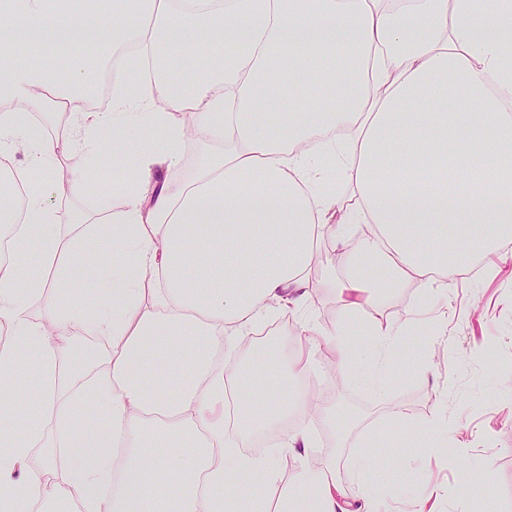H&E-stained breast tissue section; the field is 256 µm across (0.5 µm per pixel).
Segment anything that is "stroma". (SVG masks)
Returning a JSON list of instances; mask_svg holds the SVG:
<instances>
[{
  "label": "stroma",
  "instance_id": "1",
  "mask_svg": "<svg viewBox=\"0 0 512 512\" xmlns=\"http://www.w3.org/2000/svg\"><path fill=\"white\" fill-rule=\"evenodd\" d=\"M61 201L63 224L76 212L96 221L122 205L87 186L62 190ZM488 266L498 268L496 277L485 276ZM447 282L439 293L448 313L442 331L405 337L381 392L316 356L313 383L327 402H342L353 414L327 424L312 413L302 422L317 435V458H335L351 497L363 488L352 458L363 451L378 458L370 482L385 512H415L427 483L443 491L437 512H512V239ZM448 347L455 358L444 357ZM439 412L454 431L435 436L429 452L420 426Z\"/></svg>",
  "mask_w": 512,
  "mask_h": 512
}]
</instances>
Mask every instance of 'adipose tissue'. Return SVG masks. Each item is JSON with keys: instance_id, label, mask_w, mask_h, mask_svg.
Wrapping results in <instances>:
<instances>
[{"instance_id": "1", "label": "adipose tissue", "mask_w": 512, "mask_h": 512, "mask_svg": "<svg viewBox=\"0 0 512 512\" xmlns=\"http://www.w3.org/2000/svg\"><path fill=\"white\" fill-rule=\"evenodd\" d=\"M0 0L16 18L0 48V155L22 197L0 196L15 244L33 239L64 278L98 262L111 295L69 300L0 261V392L32 383L39 403L0 414V512H30L45 486L71 512H352L335 461L316 464L312 430L281 443L301 467L282 476L275 455H248L229 437L224 390L238 388V430L272 432L309 407L306 349L339 367L375 369L385 386L402 333L439 332L366 320L406 289L427 303L441 273L512 237V0ZM57 38L64 65L40 51ZM121 55L123 77L106 112L88 111L99 79L93 46ZM209 48L212 62L200 61ZM182 67L206 76L183 87ZM67 113L65 136L30 116ZM224 143L190 180L171 178L183 154L180 114ZM146 132L134 153L127 127ZM111 130L113 180L125 204L110 228L57 222L55 187L86 185ZM332 240L342 281V323L307 313L310 264ZM377 264L386 279L370 278ZM44 299L50 321L28 316ZM283 310L297 314L308 347L280 371L293 389L264 398L252 372L232 364L241 339ZM110 346L79 367L77 342ZM104 414L98 430L93 414ZM45 462L30 470L31 452ZM261 477L268 496L245 493Z\"/></svg>"}]
</instances>
